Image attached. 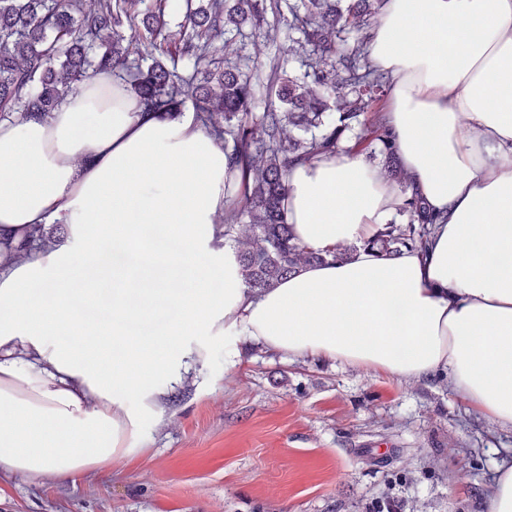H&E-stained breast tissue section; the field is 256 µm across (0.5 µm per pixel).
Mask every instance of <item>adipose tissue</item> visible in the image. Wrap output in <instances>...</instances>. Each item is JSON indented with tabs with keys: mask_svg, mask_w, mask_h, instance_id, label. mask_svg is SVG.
I'll use <instances>...</instances> for the list:
<instances>
[{
	"mask_svg": "<svg viewBox=\"0 0 512 512\" xmlns=\"http://www.w3.org/2000/svg\"><path fill=\"white\" fill-rule=\"evenodd\" d=\"M368 50L392 78L407 181L448 221L424 250L382 255L369 241L404 195L364 155L317 156L290 169L285 207L296 242L328 260L259 295L224 236V146L193 114L150 110L103 74L47 119L0 121V252H21L0 267V472L56 480L133 456L214 339L233 359L245 339L399 384L443 377L512 431V0H383ZM56 222L66 244L21 251ZM200 257L223 292L173 287Z\"/></svg>",
	"mask_w": 512,
	"mask_h": 512,
	"instance_id": "ef3b65f1",
	"label": "adipose tissue"
}]
</instances>
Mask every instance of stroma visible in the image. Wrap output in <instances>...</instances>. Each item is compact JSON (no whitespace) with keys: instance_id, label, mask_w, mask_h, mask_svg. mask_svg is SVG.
Returning <instances> with one entry per match:
<instances>
[{"instance_id":"1","label":"stroma","mask_w":512,"mask_h":512,"mask_svg":"<svg viewBox=\"0 0 512 512\" xmlns=\"http://www.w3.org/2000/svg\"><path fill=\"white\" fill-rule=\"evenodd\" d=\"M286 28L251 27L227 58L295 64ZM223 341L145 422L138 455L97 473L0 477V512H481L512 432L492 429L446 381L398 385L328 360Z\"/></svg>"}]
</instances>
